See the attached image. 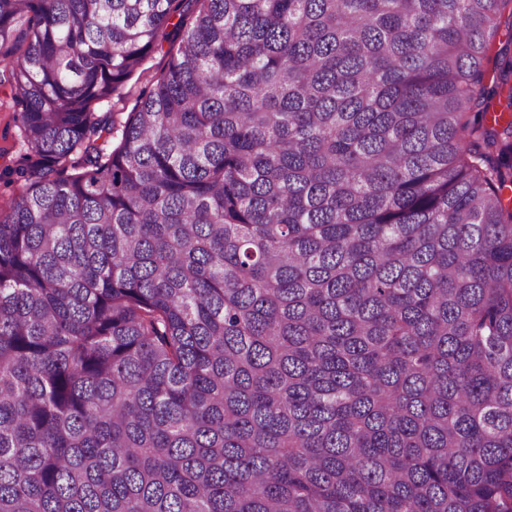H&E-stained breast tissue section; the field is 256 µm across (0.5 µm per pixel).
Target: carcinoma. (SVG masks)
<instances>
[{"instance_id": "1", "label": "carcinoma", "mask_w": 512, "mask_h": 512, "mask_svg": "<svg viewBox=\"0 0 512 512\" xmlns=\"http://www.w3.org/2000/svg\"><path fill=\"white\" fill-rule=\"evenodd\" d=\"M503 28L512 0H0L32 151L0 512H512Z\"/></svg>"}]
</instances>
